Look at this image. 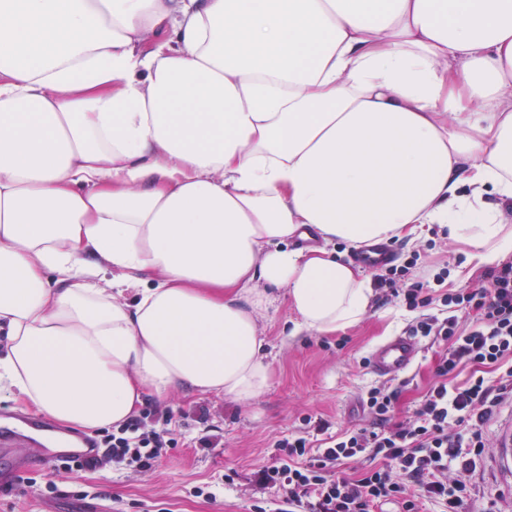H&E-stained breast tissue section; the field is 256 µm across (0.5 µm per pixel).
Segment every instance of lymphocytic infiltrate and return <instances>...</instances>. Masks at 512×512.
Returning a JSON list of instances; mask_svg holds the SVG:
<instances>
[{
    "label": "lymphocytic infiltrate",
    "instance_id": "1",
    "mask_svg": "<svg viewBox=\"0 0 512 512\" xmlns=\"http://www.w3.org/2000/svg\"><path fill=\"white\" fill-rule=\"evenodd\" d=\"M378 287L419 310L409 334L444 345L436 381L401 422L391 420L399 388L379 384L363 397L372 426L330 437L319 420L312 434L280 440L285 456L259 470L257 481L279 495L287 512H384L387 504L397 512H426L430 505L438 512H462L477 496L472 477L491 448L485 428L501 406L512 405V262L491 271L478 287L444 294L443 309L434 314L426 311L432 299L422 282L382 275ZM462 310L475 312L470 325L460 324ZM471 366L492 369L495 380L475 372L453 384L456 373ZM316 433L325 434L322 445L314 444ZM99 445L100 452L67 462V469L110 463L147 471L175 440L171 429L148 427L141 418L103 434ZM365 458L371 467L354 476L332 473L337 465Z\"/></svg>",
    "mask_w": 512,
    "mask_h": 512
}]
</instances>
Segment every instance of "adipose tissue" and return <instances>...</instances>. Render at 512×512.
<instances>
[{
    "label": "adipose tissue",
    "instance_id": "ef3b65f1",
    "mask_svg": "<svg viewBox=\"0 0 512 512\" xmlns=\"http://www.w3.org/2000/svg\"><path fill=\"white\" fill-rule=\"evenodd\" d=\"M511 202L512 0H0V389L55 422L247 402L271 289L370 311L330 244L490 265Z\"/></svg>",
    "mask_w": 512,
    "mask_h": 512
}]
</instances>
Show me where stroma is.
I'll return each instance as SVG.
<instances>
[{"label": "stroma", "instance_id": "stroma-1", "mask_svg": "<svg viewBox=\"0 0 512 512\" xmlns=\"http://www.w3.org/2000/svg\"><path fill=\"white\" fill-rule=\"evenodd\" d=\"M388 246L393 266L416 259L412 276L428 288L432 313L440 309L442 294L472 287L488 273L487 266L466 263L461 246L433 228L418 240ZM414 317L402 299L378 295L359 324L320 336L295 332L292 311L278 301L260 323L270 366L262 395L246 403L205 393L145 395L140 411L169 419L176 440L152 470L107 464L75 474L44 466L30 471L29 482L0 493V512H250L255 503L277 506L276 492L255 480L258 470L273 463L276 441L298 433L308 417L327 422L334 432L369 424L360 397L377 379L362 361L375 344L405 332ZM422 346L395 420L410 416L435 380L443 348L427 339ZM228 470L236 473L230 485L224 482ZM475 481L485 498L498 500L501 512H512V478L493 456H486Z\"/></svg>", "mask_w": 512, "mask_h": 512}]
</instances>
